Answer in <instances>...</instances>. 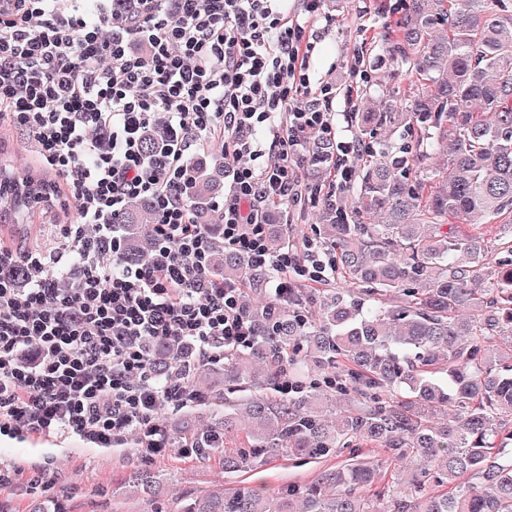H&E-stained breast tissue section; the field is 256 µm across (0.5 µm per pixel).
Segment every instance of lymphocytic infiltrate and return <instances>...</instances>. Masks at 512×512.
<instances>
[{"instance_id":"f902f5d3","label":"lymphocytic infiltrate","mask_w":512,"mask_h":512,"mask_svg":"<svg viewBox=\"0 0 512 512\" xmlns=\"http://www.w3.org/2000/svg\"><path fill=\"white\" fill-rule=\"evenodd\" d=\"M112 2L0 0V127L23 136L76 213L53 226L56 250L0 243V434L100 448L135 434L150 459L167 448L163 408L202 399L196 365L254 334L238 305L245 281L210 270L212 241L180 189L194 155L222 145L223 243L272 271L284 301L297 280L322 284L336 267L312 237L273 251L270 210L305 201L313 136L331 141L340 188L358 145L333 123L336 84L312 76L322 0H134L127 13ZM158 116L170 140L148 152ZM135 197L158 213L141 262L121 245ZM19 265L18 286L3 273ZM169 340L189 356L162 380L153 349Z\"/></svg>"}]
</instances>
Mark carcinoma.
<instances>
[{"label": "carcinoma", "mask_w": 512, "mask_h": 512, "mask_svg": "<svg viewBox=\"0 0 512 512\" xmlns=\"http://www.w3.org/2000/svg\"><path fill=\"white\" fill-rule=\"evenodd\" d=\"M381 63L405 69L402 88L354 115L367 148L353 183L317 214L324 244L347 288L304 289L287 303L259 302L271 273L224 248L212 212L224 188V155L198 156L184 195L214 246L212 270L245 279L239 299L252 346L200 364L191 385L224 404L199 430L186 416L168 440L224 452V472L253 471L278 458L345 456L304 488L243 487L155 502L152 512H512V4L507 0H409L389 7ZM410 132L377 148L380 128ZM170 140L156 119L145 146ZM333 153L316 139L310 160ZM41 178L0 163V223L24 232ZM154 205L128 201L123 251L145 260L155 240ZM275 251L288 249L279 224ZM500 257L487 271L488 244ZM318 303L311 318L307 304ZM186 355L168 341L154 350L165 377ZM294 379L298 389L276 388ZM420 462L400 486L371 457ZM136 491L156 475L134 470Z\"/></svg>", "instance_id": "carcinoma-1"}]
</instances>
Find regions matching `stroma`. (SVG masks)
Segmentation results:
<instances>
[{"label": "stroma", "mask_w": 512, "mask_h": 512, "mask_svg": "<svg viewBox=\"0 0 512 512\" xmlns=\"http://www.w3.org/2000/svg\"><path fill=\"white\" fill-rule=\"evenodd\" d=\"M384 0H323L320 15L313 26L319 39L313 53L314 76L320 80L347 86L354 65L367 72H378L380 83L369 95L359 96L355 107H348L344 97H337L333 110L335 123L342 134L351 136L356 128L353 110H364L369 98L379 97L383 88L396 84L391 68L377 64L379 36L391 16L383 8ZM54 456L53 473L42 475L45 456ZM0 463L21 469L20 482L8 492L0 491V512H28L33 497L52 496L64 512H150L151 505L142 495L125 487L131 467L162 473L157 488L161 500L209 489L223 483L225 488L262 487L278 491L302 487L315 482L321 474L335 468L334 458L273 460L254 471L228 473L223 457L209 459L182 457L177 449L142 460L133 444L115 448H93L77 439L27 437L9 439L0 435Z\"/></svg>", "instance_id": "1"}]
</instances>
